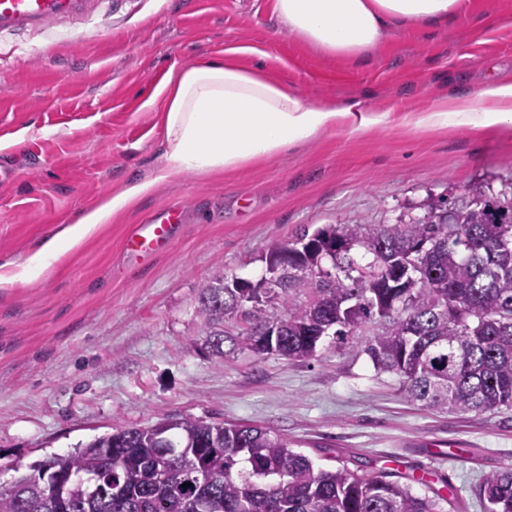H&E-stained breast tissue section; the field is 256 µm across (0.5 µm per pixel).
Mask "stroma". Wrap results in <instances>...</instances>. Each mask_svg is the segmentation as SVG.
<instances>
[{
  "label": "stroma",
  "mask_w": 512,
  "mask_h": 512,
  "mask_svg": "<svg viewBox=\"0 0 512 512\" xmlns=\"http://www.w3.org/2000/svg\"><path fill=\"white\" fill-rule=\"evenodd\" d=\"M235 50L241 65L304 97L388 113L364 132L339 125L256 167L165 176L154 91L182 68ZM490 80L512 82V0H463L431 31L391 27L361 59L289 33L275 0H103L45 31L0 33V265H19L62 225L129 181L153 187L42 273L0 282V485L121 427L178 415L250 424L316 465L384 466L453 487L463 512L512 464V407L437 412L405 401L364 352L369 329L315 357L215 354L198 312L216 271L259 280L264 256L300 228L377 224L512 181V126L449 119ZM183 212L168 244L126 239L160 209Z\"/></svg>",
  "instance_id": "35a3bbf8"
}]
</instances>
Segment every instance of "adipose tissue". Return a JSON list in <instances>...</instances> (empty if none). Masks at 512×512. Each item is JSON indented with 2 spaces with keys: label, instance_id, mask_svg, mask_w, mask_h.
<instances>
[{
  "label": "adipose tissue",
  "instance_id": "obj_1",
  "mask_svg": "<svg viewBox=\"0 0 512 512\" xmlns=\"http://www.w3.org/2000/svg\"><path fill=\"white\" fill-rule=\"evenodd\" d=\"M461 0H277L276 10L289 32L324 53L359 58L383 39L389 25L429 29L455 16ZM156 95L161 98L167 175L231 172L280 154L319 132L344 124L365 131L384 122L370 110L333 101L312 102L288 84L245 68L231 52L180 70ZM481 107L431 109L419 127L447 125L460 117L478 128L512 125V83L494 81L479 93ZM151 182L134 180L97 209L65 225L31 254L23 271H45L53 260L79 246L113 214L147 194Z\"/></svg>",
  "mask_w": 512,
  "mask_h": 512
}]
</instances>
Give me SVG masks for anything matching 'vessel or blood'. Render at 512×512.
I'll return each mask as SVG.
<instances>
[{
  "label": "vessel or blood",
  "mask_w": 512,
  "mask_h": 512,
  "mask_svg": "<svg viewBox=\"0 0 512 512\" xmlns=\"http://www.w3.org/2000/svg\"><path fill=\"white\" fill-rule=\"evenodd\" d=\"M95 5L96 0H0V31L46 30L60 19L92 12ZM172 225V213L155 217L129 240V250L146 252L162 248L169 240Z\"/></svg>",
  "instance_id": "1"
}]
</instances>
